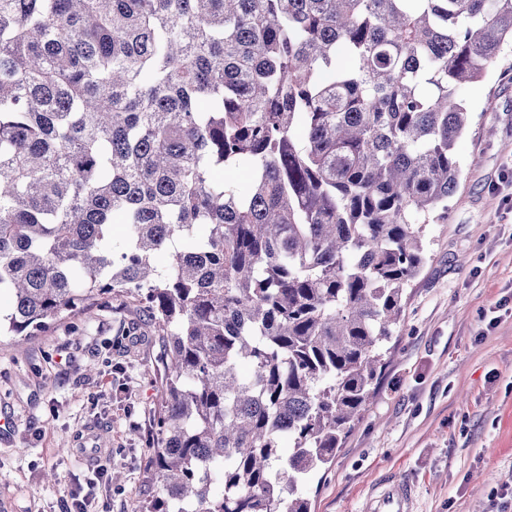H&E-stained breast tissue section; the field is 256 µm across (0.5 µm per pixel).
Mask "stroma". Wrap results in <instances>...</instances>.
Returning <instances> with one entry per match:
<instances>
[{
    "instance_id": "1",
    "label": "stroma",
    "mask_w": 512,
    "mask_h": 512,
    "mask_svg": "<svg viewBox=\"0 0 512 512\" xmlns=\"http://www.w3.org/2000/svg\"><path fill=\"white\" fill-rule=\"evenodd\" d=\"M461 97L448 216L426 226L386 368L310 483L311 512H369L395 479L413 512H512V46ZM158 354L126 298L0 342V512H68L88 448L112 475L89 512H139Z\"/></svg>"
}]
</instances>
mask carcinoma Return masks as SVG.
I'll list each match as a JSON object with an SVG mask.
<instances>
[{
  "label": "carcinoma",
  "mask_w": 512,
  "mask_h": 512,
  "mask_svg": "<svg viewBox=\"0 0 512 512\" xmlns=\"http://www.w3.org/2000/svg\"><path fill=\"white\" fill-rule=\"evenodd\" d=\"M509 42L512 0H0V337L148 314L140 512H310Z\"/></svg>",
  "instance_id": "obj_1"
}]
</instances>
